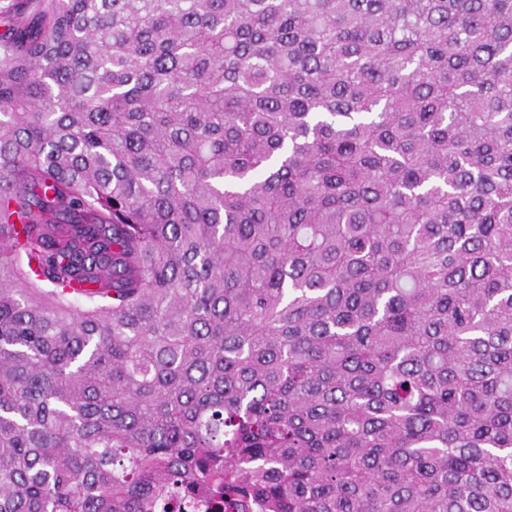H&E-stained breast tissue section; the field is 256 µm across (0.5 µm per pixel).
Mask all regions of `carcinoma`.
I'll list each match as a JSON object with an SVG mask.
<instances>
[{
    "mask_svg": "<svg viewBox=\"0 0 512 512\" xmlns=\"http://www.w3.org/2000/svg\"><path fill=\"white\" fill-rule=\"evenodd\" d=\"M0 512H512V0H16Z\"/></svg>",
    "mask_w": 512,
    "mask_h": 512,
    "instance_id": "carcinoma-1",
    "label": "carcinoma"
}]
</instances>
